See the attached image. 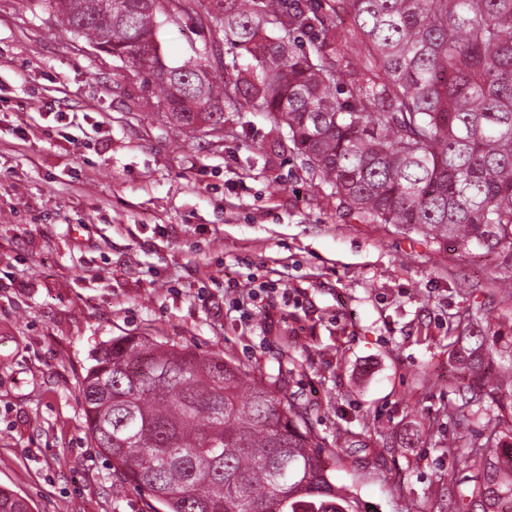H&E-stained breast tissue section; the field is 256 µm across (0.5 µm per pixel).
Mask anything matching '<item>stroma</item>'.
<instances>
[{
	"label": "stroma",
	"instance_id": "35a3bbf8",
	"mask_svg": "<svg viewBox=\"0 0 512 512\" xmlns=\"http://www.w3.org/2000/svg\"><path fill=\"white\" fill-rule=\"evenodd\" d=\"M156 35L166 62L212 38ZM149 77L0 0V489L33 512H160L90 438L82 382L120 336L278 375L366 512H446L468 471L448 322L512 331L494 255L363 224L262 116L218 140L148 109Z\"/></svg>",
	"mask_w": 512,
	"mask_h": 512
}]
</instances>
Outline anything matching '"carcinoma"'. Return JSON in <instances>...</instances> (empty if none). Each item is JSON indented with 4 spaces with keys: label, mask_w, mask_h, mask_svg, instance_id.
<instances>
[{
    "label": "carcinoma",
    "mask_w": 512,
    "mask_h": 512,
    "mask_svg": "<svg viewBox=\"0 0 512 512\" xmlns=\"http://www.w3.org/2000/svg\"><path fill=\"white\" fill-rule=\"evenodd\" d=\"M27 2L152 77L178 126L220 139L224 113H262L350 215L493 254L512 288V0ZM187 21L222 37L170 66L157 30ZM449 346L469 384L448 416L485 423L448 446L472 469L448 512H512V335ZM93 361L90 437L164 512H363L279 378L145 336ZM0 512L32 510L1 489Z\"/></svg>",
    "instance_id": "1"
}]
</instances>
